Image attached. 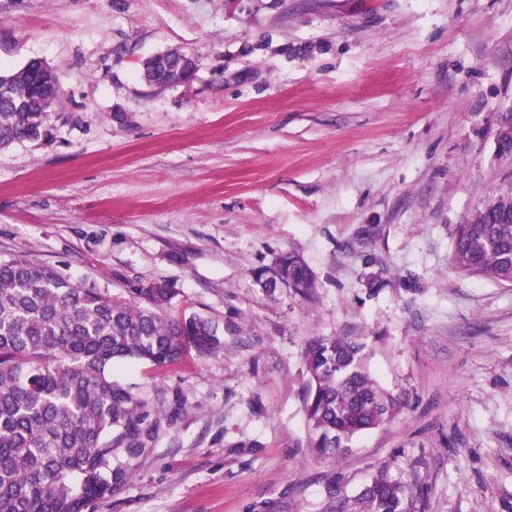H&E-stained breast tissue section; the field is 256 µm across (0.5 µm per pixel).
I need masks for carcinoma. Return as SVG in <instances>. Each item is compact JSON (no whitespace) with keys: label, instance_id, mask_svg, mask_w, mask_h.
<instances>
[{"label":"carcinoma","instance_id":"obj_1","mask_svg":"<svg viewBox=\"0 0 512 512\" xmlns=\"http://www.w3.org/2000/svg\"><path fill=\"white\" fill-rule=\"evenodd\" d=\"M0 84L36 98L0 103V149L41 135L43 119L60 98L51 70L31 65L0 73ZM495 133L499 154L512 155V126L503 113ZM454 266L463 274L512 284V187L454 228ZM266 288L305 295L313 279L303 258L289 252ZM176 291L153 282L112 294L77 284L62 270L24 256L0 261V512H91L123 486L136 461L184 411L175 390L133 391L109 375L112 364L136 359L178 364L195 353L224 348L219 326L197 314L168 313ZM367 344L354 336H318L303 350L307 383L303 409L307 447L319 458L350 451L359 434L400 416L402 393L370 374ZM124 461L112 465V459ZM335 512H410L415 487L378 467L350 498L331 480Z\"/></svg>","mask_w":512,"mask_h":512}]
</instances>
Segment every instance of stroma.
<instances>
[{
    "label": "stroma",
    "instance_id": "obj_1",
    "mask_svg": "<svg viewBox=\"0 0 512 512\" xmlns=\"http://www.w3.org/2000/svg\"><path fill=\"white\" fill-rule=\"evenodd\" d=\"M170 50L194 80L149 83ZM33 58L63 94L0 150V261L166 281L173 315L224 330L213 355L114 365L186 405L96 512H331L329 477L352 496L386 463L415 512H512V286L452 263L455 225L512 186V0H0V71ZM288 251L308 294L257 281ZM332 334L368 337L409 407L320 459L302 352Z\"/></svg>",
    "mask_w": 512,
    "mask_h": 512
}]
</instances>
